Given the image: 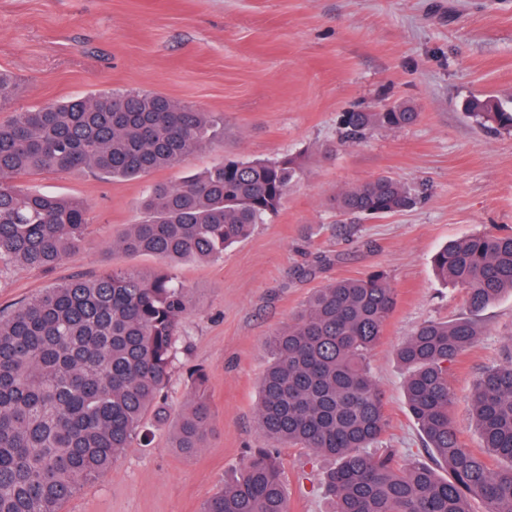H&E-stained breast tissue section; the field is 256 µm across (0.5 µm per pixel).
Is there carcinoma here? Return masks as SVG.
Segmentation results:
<instances>
[{"label":"carcinoma","mask_w":512,"mask_h":512,"mask_svg":"<svg viewBox=\"0 0 512 512\" xmlns=\"http://www.w3.org/2000/svg\"><path fill=\"white\" fill-rule=\"evenodd\" d=\"M15 78L0 72V106ZM479 127L512 131V105L474 97ZM419 113L407 102L383 112L339 115L341 139L375 127L400 129ZM224 137L209 112L129 89L37 106L0 123V265L49 271L77 253L87 232L76 199L20 189L15 179L57 169L137 179L175 167ZM301 157L226 160L177 182H154L139 202L143 220L116 244L164 267L151 277L112 271L73 278L0 309V512H61L86 483L107 473L165 416L166 389L190 309L168 265L217 260L280 209ZM422 193L390 176L334 197L343 215L382 217L412 209ZM433 263L462 288L470 315L428 321L397 349L407 368L405 398L427 459L404 461L381 448L387 418L368 355L396 305L381 272L317 289L291 324L269 337L257 425L281 447L335 461L328 474L333 512H512V359L484 371L470 393L484 451L459 438L449 417V367L482 334L474 318L512 292V234L482 232L451 241ZM207 374L191 376L194 398L181 415L176 447H204L212 410ZM449 472L442 476L437 469ZM202 512H288L284 475L268 451L249 456Z\"/></svg>","instance_id":"obj_1"}]
</instances>
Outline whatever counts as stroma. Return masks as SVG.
Here are the masks:
<instances>
[{
    "instance_id": "obj_1",
    "label": "stroma",
    "mask_w": 512,
    "mask_h": 512,
    "mask_svg": "<svg viewBox=\"0 0 512 512\" xmlns=\"http://www.w3.org/2000/svg\"><path fill=\"white\" fill-rule=\"evenodd\" d=\"M16 81L0 108L13 112L101 90L138 89L211 112L223 141L179 166L135 180L51 171L21 187L81 200V250L50 271L0 269V308L58 282L122 269L153 275L160 261L112 245L140 218L146 187L227 159L299 155L303 170L278 213L219 261H184L173 274L191 306L171 372L168 416L152 423L101 479L63 512H202L242 462L271 443L256 424L267 339L288 326L314 289L384 272L397 305L371 352L389 426L383 445L402 457L422 436L404 394L398 346L428 320L467 315L463 290L432 266L445 243L489 229L512 233V133L475 126L472 95L512 99V0H0V71ZM411 103L419 121L339 140L338 113ZM388 173L420 190L414 209L348 217L341 191ZM313 266L312 276L298 269ZM483 332L451 365L450 417L472 448L481 440L469 401L476 379L512 356V294L477 316ZM204 368L213 431L198 452L175 446L192 399L189 373ZM289 512H330L332 461L302 448L278 451Z\"/></svg>"
}]
</instances>
